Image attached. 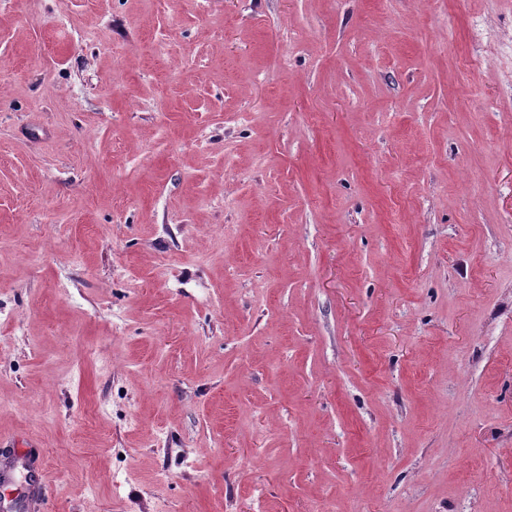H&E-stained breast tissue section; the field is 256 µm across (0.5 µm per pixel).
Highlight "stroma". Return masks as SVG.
Listing matches in <instances>:
<instances>
[{
  "label": "stroma",
  "mask_w": 512,
  "mask_h": 512,
  "mask_svg": "<svg viewBox=\"0 0 512 512\" xmlns=\"http://www.w3.org/2000/svg\"><path fill=\"white\" fill-rule=\"evenodd\" d=\"M41 512H512V0H0V461Z\"/></svg>",
  "instance_id": "obj_1"
}]
</instances>
